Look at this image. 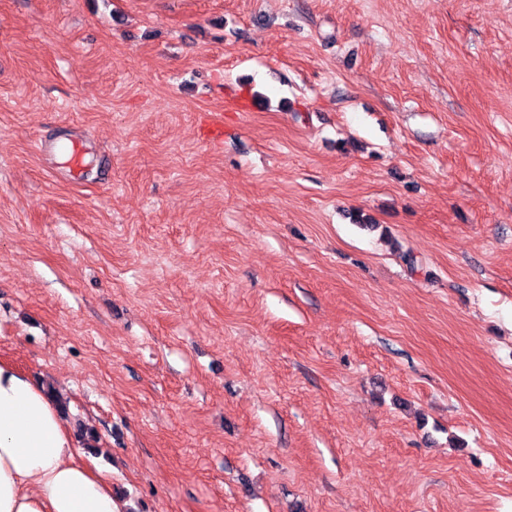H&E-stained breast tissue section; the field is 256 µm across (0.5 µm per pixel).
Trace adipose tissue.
Wrapping results in <instances>:
<instances>
[{"instance_id": "obj_1", "label": "adipose tissue", "mask_w": 512, "mask_h": 512, "mask_svg": "<svg viewBox=\"0 0 512 512\" xmlns=\"http://www.w3.org/2000/svg\"><path fill=\"white\" fill-rule=\"evenodd\" d=\"M0 512H123L42 386L0 361Z\"/></svg>"}]
</instances>
